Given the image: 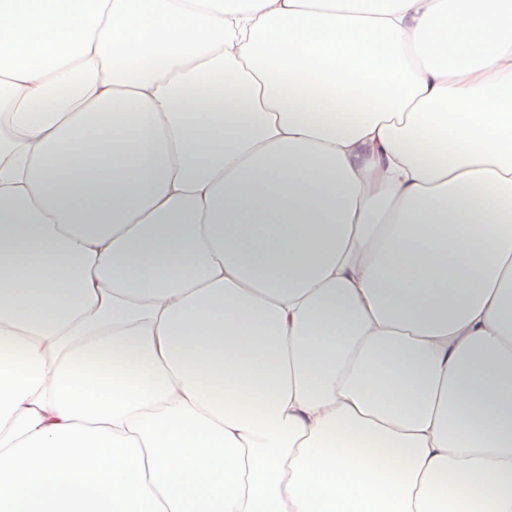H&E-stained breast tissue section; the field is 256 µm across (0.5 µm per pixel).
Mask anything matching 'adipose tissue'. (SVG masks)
<instances>
[{
  "label": "adipose tissue",
  "instance_id": "ef3b65f1",
  "mask_svg": "<svg viewBox=\"0 0 512 512\" xmlns=\"http://www.w3.org/2000/svg\"><path fill=\"white\" fill-rule=\"evenodd\" d=\"M0 512H512V0H0Z\"/></svg>",
  "mask_w": 512,
  "mask_h": 512
}]
</instances>
